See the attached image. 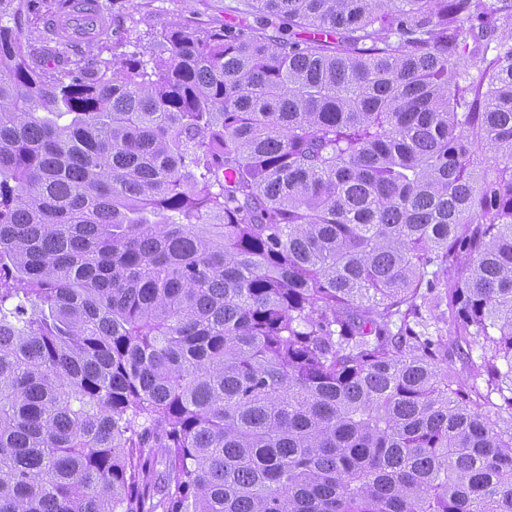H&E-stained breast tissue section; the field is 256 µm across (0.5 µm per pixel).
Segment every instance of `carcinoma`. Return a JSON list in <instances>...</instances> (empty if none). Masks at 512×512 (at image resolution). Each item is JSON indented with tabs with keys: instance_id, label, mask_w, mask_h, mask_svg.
Masks as SVG:
<instances>
[{
	"instance_id": "1",
	"label": "carcinoma",
	"mask_w": 512,
	"mask_h": 512,
	"mask_svg": "<svg viewBox=\"0 0 512 512\" xmlns=\"http://www.w3.org/2000/svg\"><path fill=\"white\" fill-rule=\"evenodd\" d=\"M239 2L0 0V512H512V0ZM36 7L41 6L42 16L41 21L37 25L36 29H31V31L25 30L23 36L29 39H35L36 44L39 48H42L45 52V57L51 56L54 54V50L57 49L55 36L51 34L47 27L48 19L55 14L57 11H53V13H46V8L41 5V1L37 0ZM99 1L110 7L109 20L105 30L104 23L87 5V2L70 0L66 4L67 11L56 22L57 33L89 40L71 43L73 47L68 46V54L65 59L81 60L82 62L90 59L91 55L89 54L91 53H89L87 43L90 40L94 47L92 52L97 53V50L103 48V56H109L112 53L113 0ZM113 3V14H115V9L120 7V19L124 22L125 27L137 29V33L141 35L140 41L133 42L125 50L137 52L145 59H148L152 45L151 37L144 33L149 29L159 30L172 21L192 27L200 23H218L238 27L244 23L258 26L266 20L264 18L266 15L259 12L243 14L224 10L225 5L235 6L234 0H118ZM103 30L104 32H102Z\"/></svg>"
}]
</instances>
